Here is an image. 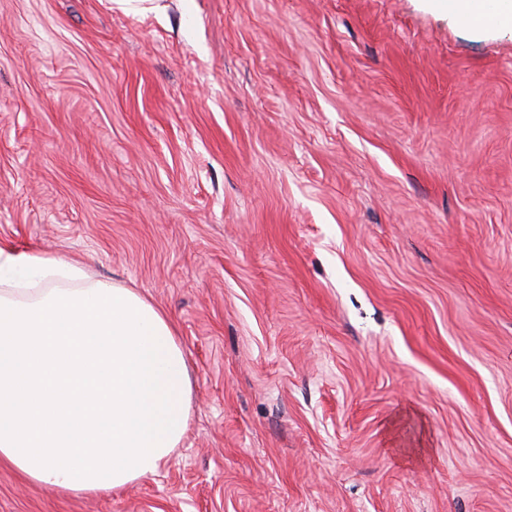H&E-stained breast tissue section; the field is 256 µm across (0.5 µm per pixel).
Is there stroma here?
Instances as JSON below:
<instances>
[{
  "mask_svg": "<svg viewBox=\"0 0 512 512\" xmlns=\"http://www.w3.org/2000/svg\"><path fill=\"white\" fill-rule=\"evenodd\" d=\"M0 0V246L174 323L189 428L0 512H512V29L429 0Z\"/></svg>",
  "mask_w": 512,
  "mask_h": 512,
  "instance_id": "obj_1",
  "label": "stroma"
}]
</instances>
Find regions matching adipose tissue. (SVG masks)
Listing matches in <instances>:
<instances>
[{
  "label": "adipose tissue",
  "instance_id": "adipose-tissue-1",
  "mask_svg": "<svg viewBox=\"0 0 512 512\" xmlns=\"http://www.w3.org/2000/svg\"><path fill=\"white\" fill-rule=\"evenodd\" d=\"M174 324L79 262L0 248V464L74 495L156 474L188 430Z\"/></svg>",
  "mask_w": 512,
  "mask_h": 512
}]
</instances>
